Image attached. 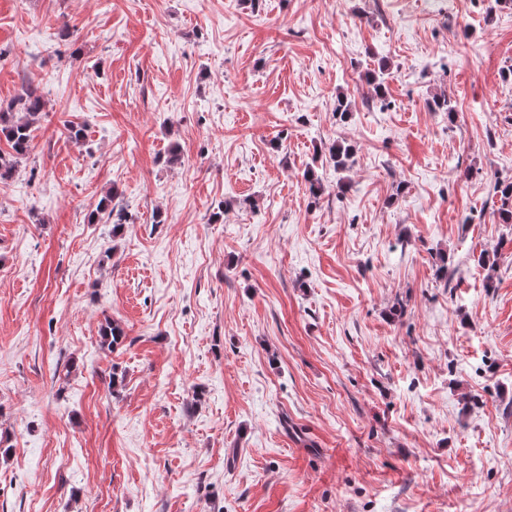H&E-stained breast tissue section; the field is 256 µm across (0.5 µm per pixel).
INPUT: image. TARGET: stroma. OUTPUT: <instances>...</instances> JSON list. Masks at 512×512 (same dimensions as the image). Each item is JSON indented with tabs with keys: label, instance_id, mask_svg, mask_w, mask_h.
<instances>
[{
	"label": "stroma",
	"instance_id": "stroma-1",
	"mask_svg": "<svg viewBox=\"0 0 512 512\" xmlns=\"http://www.w3.org/2000/svg\"><path fill=\"white\" fill-rule=\"evenodd\" d=\"M31 79L0 512H512V0H0ZM493 191L499 196L500 206L497 211L504 224L512 223V180H498L495 182ZM118 195L117 188H111V190L100 200L99 210L97 211V218L99 214L104 216L107 215V218H112V224H114L113 232L117 230L123 224H126L129 221L128 214L124 211L123 208L116 210L114 206H112L113 199Z\"/></svg>",
	"mask_w": 512,
	"mask_h": 512
}]
</instances>
